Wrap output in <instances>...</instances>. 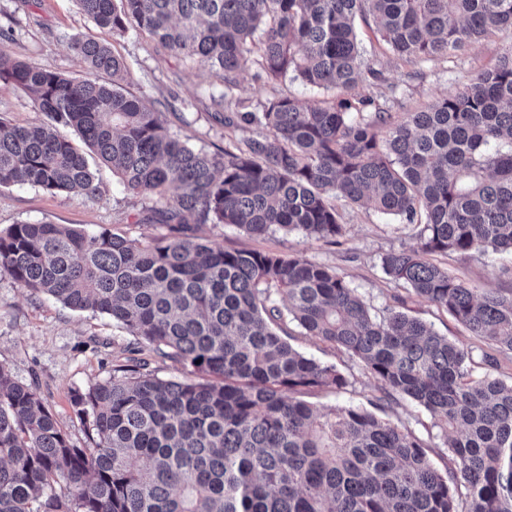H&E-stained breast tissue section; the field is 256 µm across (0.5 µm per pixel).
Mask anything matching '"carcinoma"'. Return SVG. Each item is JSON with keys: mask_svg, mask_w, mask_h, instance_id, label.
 Instances as JSON below:
<instances>
[{"mask_svg": "<svg viewBox=\"0 0 512 512\" xmlns=\"http://www.w3.org/2000/svg\"><path fill=\"white\" fill-rule=\"evenodd\" d=\"M79 3L96 26L146 30L229 91L255 47L267 79L292 73L337 96H283L243 112L256 135L209 155L171 132L179 114L126 90L127 64L108 45L72 40L89 70L81 80L0 45V83L27 91L44 116L28 126L0 117V187L95 196L87 159L61 133L72 128L128 190L154 201L147 221L169 228L148 241L51 223L0 233V278L107 315L137 341L112 375L71 392L88 433L81 446L0 364V512H512V382L473 377L472 349L404 311L371 312L333 269L197 236L202 224H229L333 241L350 204L398 216L420 227L419 242L386 253L385 274L512 353V293L480 291L428 260L512 252V45L463 90L397 119L367 112L373 100L355 93L354 28L371 17L394 54L448 56L511 30L512 0ZM285 313L357 358L377 400L423 406L446 433L448 467L406 428L302 400L348 380L277 333ZM145 348L187 375L147 370Z\"/></svg>", "mask_w": 512, "mask_h": 512, "instance_id": "1", "label": "carcinoma"}]
</instances>
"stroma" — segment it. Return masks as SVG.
Returning <instances> with one entry per match:
<instances>
[{"mask_svg":"<svg viewBox=\"0 0 512 512\" xmlns=\"http://www.w3.org/2000/svg\"><path fill=\"white\" fill-rule=\"evenodd\" d=\"M1 28L14 32L7 45L14 57L75 79L84 78L87 67L71 49V40L91 37L108 44L127 63V90L155 106L170 105L182 112L184 119L175 123L173 130L195 150L216 153L229 139L256 133L255 127L245 124L228 129L216 122L213 100L223 93L224 83L206 67L169 55L138 31L119 35L95 26L81 12L77 0H0ZM356 32L361 57L369 68L359 79L358 92L400 115L423 110L439 98L462 90L478 71L497 64L504 47L512 43V32L505 30L454 55L422 61L394 55L364 23H357ZM257 60V55H250L245 70L237 74L233 101L226 104V111L257 112L262 104L281 96L327 104L336 97L335 91L318 89L290 76L267 80ZM93 172L99 191L92 200L67 193L51 195L29 185L0 188V231L22 222H47L88 233L105 230L130 239L167 234L165 225L147 223L150 200L128 191L111 166L97 163ZM343 216L345 232L333 243L297 232L253 237L224 224L201 225L198 234L228 250L295 255L336 270L373 312L404 306L439 334L471 347L474 375L486 372L483 358L490 355L497 362V376L512 379V354L499 353L494 346L471 336L446 311L385 275L382 256L415 247L416 226L357 206L346 207ZM431 260L473 287L512 291L511 253L435 254ZM288 341L305 355L336 365L349 381L342 391L311 395V403L324 409H370L378 417L412 430L424 441L434 465L444 467L446 436L433 426L423 407L406 397L389 404L376 401L374 379L346 352L297 332ZM132 342V336L108 317L69 309L52 297L31 295L9 278H0V364L9 367L20 382L37 386L60 427L76 444H84L85 432L70 404L72 389L107 378L117 357Z\"/></svg>","mask_w":512,"mask_h":512,"instance_id":"35a3bbf8","label":"stroma"}]
</instances>
